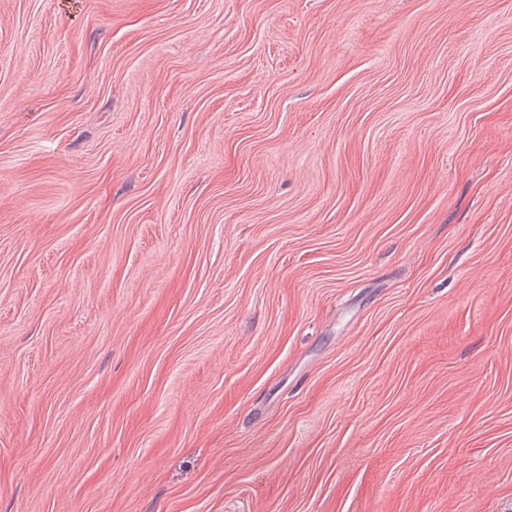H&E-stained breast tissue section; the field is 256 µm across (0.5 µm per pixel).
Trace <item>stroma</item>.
Listing matches in <instances>:
<instances>
[{
  "label": "stroma",
  "instance_id": "35a3bbf8",
  "mask_svg": "<svg viewBox=\"0 0 512 512\" xmlns=\"http://www.w3.org/2000/svg\"><path fill=\"white\" fill-rule=\"evenodd\" d=\"M0 512H512V0H0Z\"/></svg>",
  "mask_w": 512,
  "mask_h": 512
}]
</instances>
